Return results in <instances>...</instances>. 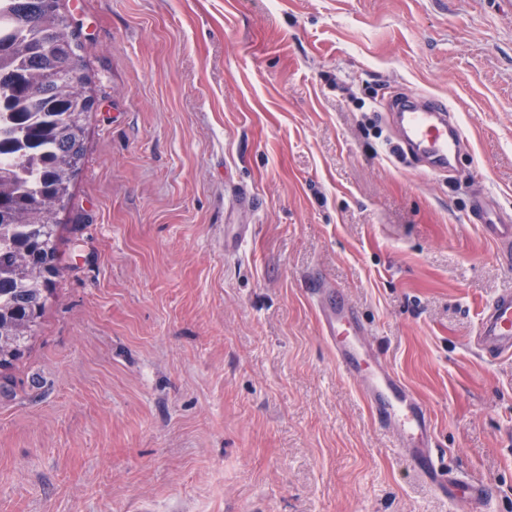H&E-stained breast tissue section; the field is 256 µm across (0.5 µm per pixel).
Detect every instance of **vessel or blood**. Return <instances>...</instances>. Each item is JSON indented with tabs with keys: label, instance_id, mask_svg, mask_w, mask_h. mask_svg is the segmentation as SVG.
I'll return each instance as SVG.
<instances>
[{
	"label": "vessel or blood",
	"instance_id": "vessel-or-blood-1",
	"mask_svg": "<svg viewBox=\"0 0 512 512\" xmlns=\"http://www.w3.org/2000/svg\"><path fill=\"white\" fill-rule=\"evenodd\" d=\"M394 112L403 143L426 158L432 169L449 172L463 135L453 123L446 103L408 93L396 99ZM474 212L487 236L499 247L502 259L512 258V223L494 213L485 198H477ZM322 336L332 345L341 371L358 387L375 421L392 432L397 445L428 482L459 502L465 512H482L493 494L484 481L449 473L438 463L432 447V422L427 409L407 386L383 369L376 353L360 343L366 329L354 306L336 291L313 288ZM477 342L490 358L512 356V291L498 294L481 313Z\"/></svg>",
	"mask_w": 512,
	"mask_h": 512
}]
</instances>
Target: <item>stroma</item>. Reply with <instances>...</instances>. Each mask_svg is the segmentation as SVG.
Returning <instances> with one entry per match:
<instances>
[{"instance_id":"1","label":"stroma","mask_w":512,"mask_h":512,"mask_svg":"<svg viewBox=\"0 0 512 512\" xmlns=\"http://www.w3.org/2000/svg\"><path fill=\"white\" fill-rule=\"evenodd\" d=\"M94 108L60 275L0 368V512H462L378 428L320 333L353 304L433 451L512 512V359L475 345L512 267V0H60ZM451 105L417 164L386 107ZM393 112L402 142L426 158L432 169L440 173L449 172L464 137L453 123L448 104L408 93L396 99ZM474 212L487 236L498 245L499 253L509 267L512 252V221H505L495 214L484 197L477 198Z\"/></svg>"}]
</instances>
